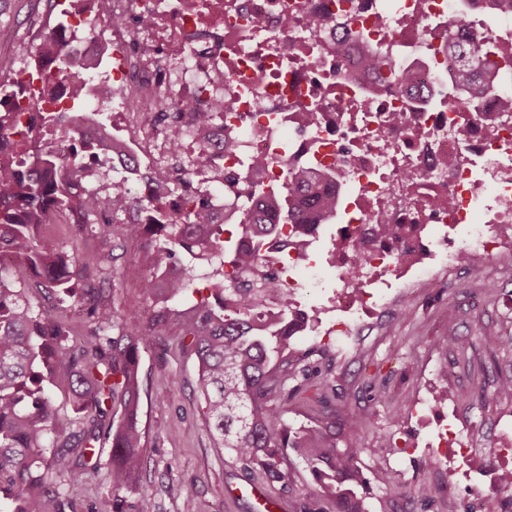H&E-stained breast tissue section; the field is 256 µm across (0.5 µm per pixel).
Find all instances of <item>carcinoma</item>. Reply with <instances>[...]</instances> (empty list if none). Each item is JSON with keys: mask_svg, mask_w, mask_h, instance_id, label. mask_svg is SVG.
<instances>
[{"mask_svg": "<svg viewBox=\"0 0 512 512\" xmlns=\"http://www.w3.org/2000/svg\"><path fill=\"white\" fill-rule=\"evenodd\" d=\"M65 21L45 31L35 71L7 75L0 88H11L15 107L0 111V506L3 512H77L64 485L83 483L100 468L119 492L137 478L142 464L139 423V347L175 335L184 352L196 356L198 390L225 449L245 467L257 464L272 487L286 492L290 474L288 452L299 456L312 477L315 498L300 512H370L367 499L373 483L387 481L385 473L367 474L359 465L366 424L351 422L336 434V417L314 419L300 427L288 424L287 403L301 385L299 361L288 355V328L298 321L288 292L280 287L281 272L267 259L268 244L281 252L301 247L304 237L280 235L282 224H303L311 216L317 224L336 219L339 203L328 190L336 174L328 170H290L283 165L285 185L265 190L257 181L262 161L249 165V174L224 173L228 193L224 224H235V238H224L223 224L209 222L204 201H192L167 224L136 221L90 223V216L131 208L122 183L112 185V196L91 207L71 190L83 167L61 170L47 145L23 122L25 113L41 111L43 127L63 120L58 112L42 110L39 94L48 93L50 73L73 74L74 105L96 88L84 79L81 58L60 48L70 40ZM457 59L448 81V101L468 100L477 108L487 95H497L501 78L512 71V46L488 43L476 49L456 41ZM107 99L125 100L138 108L137 97L122 86H107ZM250 181L244 195L238 185ZM59 216L90 231L104 250L98 263L116 260L112 242L150 238V268L141 288L165 300L181 297L194 284L180 253L192 257L228 258L233 276L206 287L189 311L172 316L167 307L145 320L123 324L112 314V292L94 284V274L78 254L66 255L47 247L38 229ZM24 269L38 287L55 292L80 306L88 329L81 337L58 320L56 313L34 308L25 289L14 287V272ZM281 293L277 312L266 314L251 298ZM68 395L70 414L63 417L56 391ZM112 438L106 461L97 445ZM57 450L52 476L43 469L46 449ZM499 512H512V475L504 477Z\"/></svg>", "mask_w": 512, "mask_h": 512, "instance_id": "cac0c4a2", "label": "carcinoma"}]
</instances>
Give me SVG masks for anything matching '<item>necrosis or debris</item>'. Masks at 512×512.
<instances>
[{"instance_id": "4bbe7bcc", "label": "necrosis or debris", "mask_w": 512, "mask_h": 512, "mask_svg": "<svg viewBox=\"0 0 512 512\" xmlns=\"http://www.w3.org/2000/svg\"><path fill=\"white\" fill-rule=\"evenodd\" d=\"M493 6L496 29L482 20ZM465 10L466 24L448 30ZM73 24L89 33L81 57L112 56V80L140 106L127 125L129 147L113 154L109 127L83 120L78 137L58 134L49 148L60 167L83 155L111 169H145L139 194L178 183L167 208H145L144 224L167 222L197 185L219 170L264 157L263 185H279L278 158L336 174L342 205L336 229V308L318 330L321 347H343L371 335L385 313L462 264L512 263V84L486 99L481 113L441 97L455 60L454 39L512 44V0H89ZM394 61L401 82L366 70V50ZM208 112L207 138L197 115ZM463 229L462 243L450 233ZM366 262L354 286L347 273L354 248ZM288 294L315 286L322 267L307 256L277 257ZM428 392L406 403L431 425L424 450L436 463L451 449L475 447L459 435L455 411L435 414Z\"/></svg>"}]
</instances>
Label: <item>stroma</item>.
<instances>
[{"instance_id":"1","label":"stroma","mask_w":512,"mask_h":512,"mask_svg":"<svg viewBox=\"0 0 512 512\" xmlns=\"http://www.w3.org/2000/svg\"><path fill=\"white\" fill-rule=\"evenodd\" d=\"M48 21L47 0H0V75L34 69L38 36ZM112 297L125 321L146 318L164 304L124 275L114 281ZM386 325V336L360 353L331 348L318 354L310 336H295L292 347L305 356V382L288 402V420L321 419L342 409L350 419L367 421L361 462L389 476L388 484L373 487L371 512H468L474 471L496 463L501 445L496 423L503 405L494 391L501 377L512 375V348L486 339L512 333V274L493 262L482 273L459 269L395 307ZM450 333L462 343L438 365L460 392L458 427L478 434L479 446L469 458H454L447 493H434L426 503L414 490L435 474L432 459L418 448L429 432L402 413L421 386L435 344ZM139 360L145 443L139 480L116 493L104 471L90 473L69 490L80 512H256L254 500L236 492L247 483L277 500L280 512H296L312 494V478L296 456L288 458L291 488L284 493L220 447L196 391L194 356L165 339L140 347Z\"/></svg>"}]
</instances>
